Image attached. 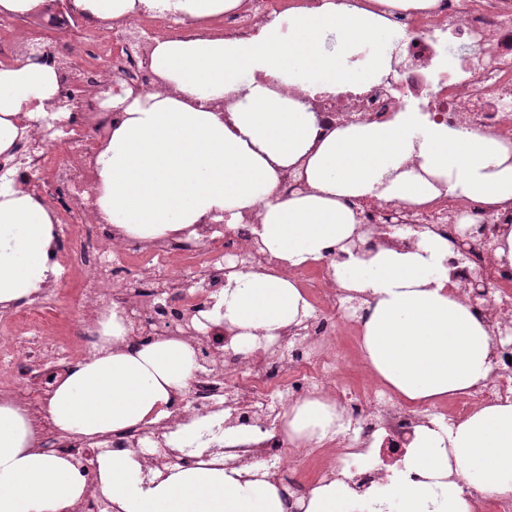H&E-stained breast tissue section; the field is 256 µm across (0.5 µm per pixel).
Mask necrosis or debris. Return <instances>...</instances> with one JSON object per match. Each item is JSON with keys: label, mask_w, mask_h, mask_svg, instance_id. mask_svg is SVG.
<instances>
[{"label": "necrosis or debris", "mask_w": 512, "mask_h": 512, "mask_svg": "<svg viewBox=\"0 0 512 512\" xmlns=\"http://www.w3.org/2000/svg\"><path fill=\"white\" fill-rule=\"evenodd\" d=\"M291 0H244L240 9L223 15V36L247 37L260 26L284 14ZM371 10L390 19L406 33L399 46L401 61L380 83L360 93L344 92L311 100L319 121L327 125L384 122L395 113L419 110L436 122L461 126L512 140V0H434L425 10H394L369 0ZM58 30L77 35L93 45L92 59L82 66L59 67L61 95L70 96L79 118L74 122L44 118L33 123L29 136L17 143L11 155L0 157V177L23 176L35 194L44 198L66 191L71 205L57 216L56 231L69 235L90 223V206L96 189L95 156L109 129L121 117L116 108L105 106L107 95L146 94L164 85L151 68L156 41L171 31L181 37H198L202 31L191 23L169 17L145 19L136 13L114 20L105 36L82 29L73 16L60 15ZM468 46V53L448 58L449 41ZM78 145V153L59 159L48 150L56 131ZM358 223L368 225L379 246H410L407 238L395 236L398 227L419 231L430 229L452 245L448 263L464 295H471L474 275L487 282L486 293L474 308L493 331L512 330V274L500 270L490 250L479 242L468 243L454 234L452 226L461 219L494 228L512 223V204L473 209L440 194L422 206L396 200L366 197L351 200ZM258 209L244 211L235 226L212 221L199 225L196 237L171 238L149 246L105 238L93 250L60 257L63 272L81 267L88 288L82 289L69 319V341H61L54 310L62 291L42 289L28 306L0 314V393L14 397L33 421V435L43 446L72 456L78 471L94 477L97 457L115 448H132L151 440L156 458L163 463L189 455H175L166 444L174 427L167 420L121 436L105 435L92 440L58 435L31 401L29 385L50 391L65 377L69 364L83 354L96 333L93 323L102 310H118L142 319L146 326H162L169 336L190 337L184 323L190 313L201 310L223 285L220 276L228 263L249 272L270 267L271 262L254 234ZM165 276V297L153 296L147 283ZM298 287L304 288L317 310L308 328L310 344L297 346L293 360L274 359L270 349L250 355L225 347L221 355L196 374L190 385L193 414L227 409L235 421L254 424L263 420L276 427L289 401L309 390L332 396L347 427L333 440L338 466L348 468L350 485L366 490L386 475L387 467L399 464L414 439L416 422L399 405L381 412L368 407V390L340 382L338 354L333 338L351 333L344 295L331 287L325 263L293 272ZM494 369L488 380L449 409V422H456L483 403L512 401V343L496 345ZM358 435L362 444L378 443V463L358 469L353 463L347 438Z\"/></svg>", "instance_id": "4bbe7bcc"}]
</instances>
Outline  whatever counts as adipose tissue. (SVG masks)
<instances>
[{"instance_id": "1", "label": "adipose tissue", "mask_w": 512, "mask_h": 512, "mask_svg": "<svg viewBox=\"0 0 512 512\" xmlns=\"http://www.w3.org/2000/svg\"><path fill=\"white\" fill-rule=\"evenodd\" d=\"M90 23L136 12L198 22L241 0H72ZM404 33L356 0L295 7L246 38L157 41L153 70L164 92L136 97L96 158L93 206L128 239L195 236L196 224L259 207L256 234L277 269L234 270L198 332L228 326L247 354L301 325L312 307L279 266L328 261L334 282L366 307L362 356L400 400L421 407L466 395L493 369L487 323L456 292L448 242L430 230L409 248L356 255L360 226L347 201L376 197L426 204L441 192L479 207L512 202V142L438 124L424 112L323 132L311 99L362 92L392 69ZM58 71L42 56L0 66V154L46 117ZM225 104L212 111L211 101ZM290 168L309 191L278 192ZM53 215L27 190L0 183V307L31 301L58 279ZM93 352L71 365L42 407L64 436L122 434L171 417L200 369L195 342L129 339L120 311L101 315ZM215 414L178 425L170 447L194 448L198 463L149 467L152 446L99 456L98 487L112 512H288V487L262 461L237 464L227 446L261 440ZM342 430L329 399L314 394L284 414L282 441L322 447ZM512 496V402L486 404L452 425L415 431L404 467L365 492L332 479L315 484L299 512H474V492ZM70 458L37 448L28 415L0 400V512H70L87 494Z\"/></svg>"}]
</instances>
